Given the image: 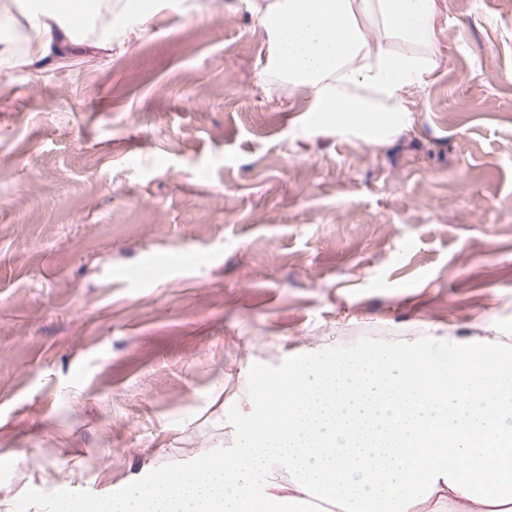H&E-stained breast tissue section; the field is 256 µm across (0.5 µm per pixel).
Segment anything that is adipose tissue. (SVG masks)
<instances>
[{
  "label": "adipose tissue",
  "mask_w": 512,
  "mask_h": 512,
  "mask_svg": "<svg viewBox=\"0 0 512 512\" xmlns=\"http://www.w3.org/2000/svg\"><path fill=\"white\" fill-rule=\"evenodd\" d=\"M267 35L264 74L311 130L376 146L412 125L438 64L436 0H245ZM43 65L86 46L60 0H32ZM408 374V349L293 368L289 397L260 407L219 463L174 469L135 495L62 500L59 512H512V336L459 347Z\"/></svg>",
  "instance_id": "obj_1"
}]
</instances>
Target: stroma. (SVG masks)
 Returning a JSON list of instances; mask_svg holds the SVG:
<instances>
[{"mask_svg":"<svg viewBox=\"0 0 512 512\" xmlns=\"http://www.w3.org/2000/svg\"><path fill=\"white\" fill-rule=\"evenodd\" d=\"M200 3L0 85V512L221 461L295 363L512 336V0H438L379 148L305 138L254 15Z\"/></svg>","mask_w":512,"mask_h":512,"instance_id":"35a3bbf8","label":"stroma"}]
</instances>
